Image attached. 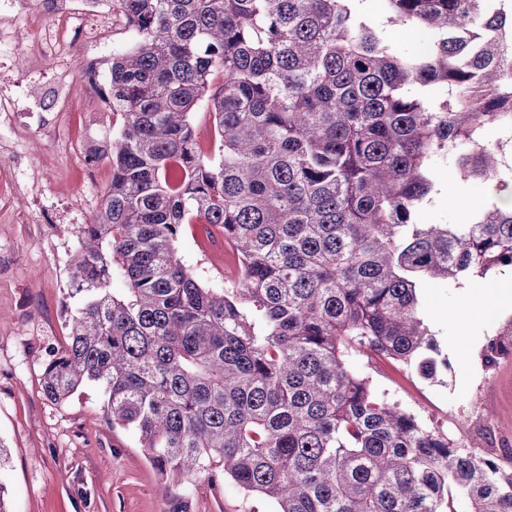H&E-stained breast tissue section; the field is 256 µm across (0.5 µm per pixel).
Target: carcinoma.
Returning <instances> with one entry per match:
<instances>
[{"label":"carcinoma","mask_w":512,"mask_h":512,"mask_svg":"<svg viewBox=\"0 0 512 512\" xmlns=\"http://www.w3.org/2000/svg\"><path fill=\"white\" fill-rule=\"evenodd\" d=\"M363 2L113 0L133 39L91 75L121 116L91 153L112 181L79 231L81 303L44 395L98 385L161 479L219 472L271 512H512V448L427 429L353 362L432 377L419 283L512 270V208L494 198L469 224L419 220L443 164L512 197L496 159L512 144V8L374 0L428 33L406 52ZM184 224L224 229L235 283L184 263ZM511 356L509 318L484 360Z\"/></svg>","instance_id":"1"}]
</instances>
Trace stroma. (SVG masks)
<instances>
[{"label": "stroma", "mask_w": 512, "mask_h": 512, "mask_svg": "<svg viewBox=\"0 0 512 512\" xmlns=\"http://www.w3.org/2000/svg\"><path fill=\"white\" fill-rule=\"evenodd\" d=\"M55 0H13L0 13L10 33L0 41V89L17 109L33 113L28 126L0 120V442L8 449L0 487L8 512H269L258 497L200 478L161 480L132 434L112 426L94 384L66 403L42 391L45 364L69 337L71 267L78 232L98 211L112 168L85 157L119 125L84 76L105 72L124 37L85 39L63 60L55 48L31 62L21 47L35 42L51 20ZM180 255L203 281L233 280L236 258L218 227L192 224ZM512 285V271L446 288L420 283L419 312L437 346L432 378L415 368L359 355L373 386L414 413L429 429L473 445L478 429L512 445V357L486 366L483 354L512 309L478 305L461 316L475 287L495 294ZM452 340L475 345L472 357L452 356Z\"/></svg>", "instance_id": "1"}]
</instances>
